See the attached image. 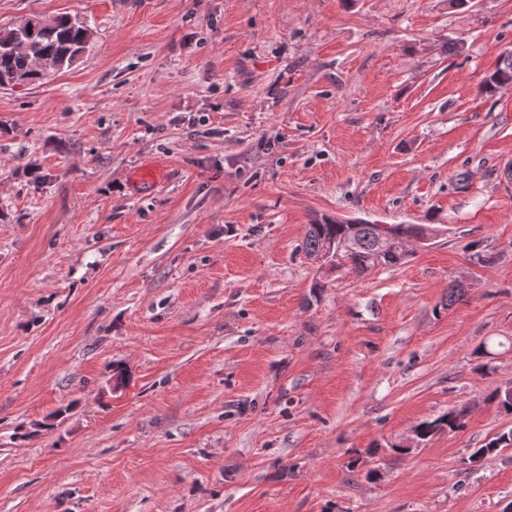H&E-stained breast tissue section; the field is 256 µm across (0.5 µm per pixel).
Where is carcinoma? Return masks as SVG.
Listing matches in <instances>:
<instances>
[{
    "instance_id": "cac0c4a2",
    "label": "carcinoma",
    "mask_w": 512,
    "mask_h": 512,
    "mask_svg": "<svg viewBox=\"0 0 512 512\" xmlns=\"http://www.w3.org/2000/svg\"><path fill=\"white\" fill-rule=\"evenodd\" d=\"M31 31L20 35L15 28L0 25V74H11L29 78L30 83H39L51 75L72 69L91 51L93 30L87 20L69 13L59 14L45 24L34 16ZM51 61V69L44 72L37 69L39 60ZM512 85V52L501 55L495 68L481 81L479 92L486 97L495 96L504 85ZM380 229L375 224H362L357 231L359 247L351 254L338 257L339 264H346L358 275L376 268H392L402 265L408 256L396 251L384 250L378 245ZM347 234L345 224L328 218L315 219L308 225L304 248L314 252L326 245L341 240ZM499 411L512 414V387H497L486 397ZM457 409L414 427L415 437L424 443L442 427L453 432L460 427L455 414ZM512 446V429L503 431L485 446L473 452L469 461L478 462L497 453L500 443Z\"/></svg>"
}]
</instances>
